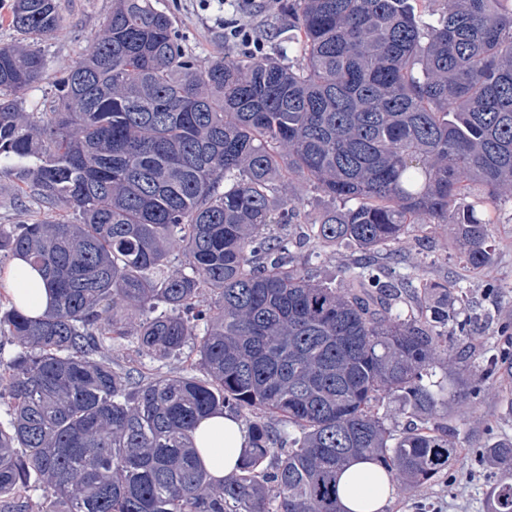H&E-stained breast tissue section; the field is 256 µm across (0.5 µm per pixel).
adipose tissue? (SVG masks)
Wrapping results in <instances>:
<instances>
[{
	"label": "adipose tissue",
	"mask_w": 512,
	"mask_h": 512,
	"mask_svg": "<svg viewBox=\"0 0 512 512\" xmlns=\"http://www.w3.org/2000/svg\"><path fill=\"white\" fill-rule=\"evenodd\" d=\"M14 304L25 313L37 316L50 306L51 295L37 273L22 259H14L0 277ZM195 446L211 473L219 478L232 475L247 432L238 419L215 415L203 419L194 434ZM394 493L392 474L379 463L359 458L348 464L337 479V497L342 512H383Z\"/></svg>",
	"instance_id": "obj_1"
}]
</instances>
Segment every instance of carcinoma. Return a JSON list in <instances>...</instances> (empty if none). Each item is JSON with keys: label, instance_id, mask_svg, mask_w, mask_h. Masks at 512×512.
Returning a JSON list of instances; mask_svg holds the SVG:
<instances>
[{"label": "carcinoma", "instance_id": "carcinoma-1", "mask_svg": "<svg viewBox=\"0 0 512 512\" xmlns=\"http://www.w3.org/2000/svg\"><path fill=\"white\" fill-rule=\"evenodd\" d=\"M281 15L274 35L296 62L201 70L152 0H113L28 112L21 95L43 79L61 16L56 0H13L23 42L0 43V177L43 212L0 230V253L28 261L53 302L0 312V340L16 345L0 359V512H29L33 482L41 512H340L337 476L355 458L416 484L448 467L456 437L424 425L446 405L431 377L456 358L437 330L448 313L409 306L417 288L448 286L394 282L378 262L343 292L316 284L264 227L297 219L275 183L285 173L344 204L311 223L321 246L371 254L408 224H453L466 264H490V206L512 204V0H281ZM117 304L144 316L141 351L193 341L206 378L138 383L112 368ZM458 383L478 401L480 381ZM382 394L422 425L392 434L372 411ZM216 413L250 418L224 479L194 448ZM489 458L512 468V443ZM489 501L512 512V483Z\"/></svg>", "mask_w": 512, "mask_h": 512}]
</instances>
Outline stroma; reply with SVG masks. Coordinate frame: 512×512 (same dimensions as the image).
Segmentation results:
<instances>
[{
	"label": "stroma",
	"instance_id": "1",
	"mask_svg": "<svg viewBox=\"0 0 512 512\" xmlns=\"http://www.w3.org/2000/svg\"><path fill=\"white\" fill-rule=\"evenodd\" d=\"M170 13L186 54L198 66H207L221 54H237L224 42V7L218 0H155ZM63 18L61 29L44 45L46 70L43 81L24 97V108H32L54 93L53 83L62 68L77 61L103 28L112 11V0H57ZM242 21L264 44L265 55L275 54L278 43L272 31L281 22L279 6L254 0ZM282 196L298 200L297 223L269 226L272 235H287L291 254L313 281L328 287L346 288L366 255L350 241L322 247L304 243L314 216L330 208L331 202L313 186L294 177L280 180ZM39 210L37 201L19 194L7 179H0V230L8 232L30 223ZM491 227L495 248L492 262L481 269L469 268L462 258V245L450 224L407 225L400 244L379 252L377 259L397 279L420 278L448 287L444 306L448 311V344L462 353L470 372L484 374L489 360L506 347L504 329L512 330V205L495 211ZM467 322V335H460L459 322ZM137 312L125 319V336L113 340L106 350L112 366L120 372L140 373L149 378L200 375L198 356L192 349L182 355L159 359L138 349ZM431 425L454 432L459 442L456 455L439 475L416 486L396 479L395 493L385 512H489L490 487L512 482V471L489 461L484 450L512 441V373L499 370L487 377L480 403L463 395L449 397Z\"/></svg>",
	"mask_w": 512,
	"mask_h": 512
}]
</instances>
